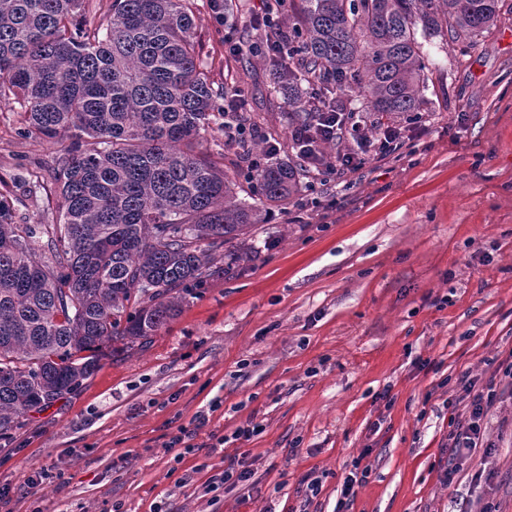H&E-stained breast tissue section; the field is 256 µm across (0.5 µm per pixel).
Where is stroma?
I'll return each instance as SVG.
<instances>
[{
    "label": "stroma",
    "mask_w": 512,
    "mask_h": 512,
    "mask_svg": "<svg viewBox=\"0 0 512 512\" xmlns=\"http://www.w3.org/2000/svg\"><path fill=\"white\" fill-rule=\"evenodd\" d=\"M467 55L423 44L432 80L419 140L353 172H309L246 237L251 262L221 260L144 348L105 357L74 395L0 438V512H334L348 467L371 471L347 512H512V399L483 420L446 480L448 433L469 416L457 380L486 382L512 352V0ZM215 84L233 80L224 28L196 20ZM248 112L262 139L208 134L239 200L263 138L294 159L288 100L263 58ZM0 106V196L22 224L58 222L60 145L24 136ZM207 412L208 422L196 417ZM250 439H234L245 425ZM194 453L168 445L179 430ZM223 450L210 452L217 438ZM249 481L208 490L229 462ZM484 464L490 484L472 473ZM52 479L32 485L40 469ZM321 482L311 495L306 480Z\"/></svg>",
    "instance_id": "1"
}]
</instances>
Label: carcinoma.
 <instances>
[{"label":"carcinoma","mask_w":512,"mask_h":512,"mask_svg":"<svg viewBox=\"0 0 512 512\" xmlns=\"http://www.w3.org/2000/svg\"><path fill=\"white\" fill-rule=\"evenodd\" d=\"M501 0H278L288 31L269 66L288 78V113L359 87L366 111L420 112L430 80L422 41L470 40ZM214 20L233 0H206ZM0 0V103L20 100L23 134L63 145L60 219L36 230L0 199V436L76 393L106 351L143 348L204 286L218 257L250 261L242 236L266 211L237 198L213 153L224 118L196 39V0ZM302 160L255 169L259 199L298 192ZM44 256L38 260L36 249Z\"/></svg>","instance_id":"1"}]
</instances>
